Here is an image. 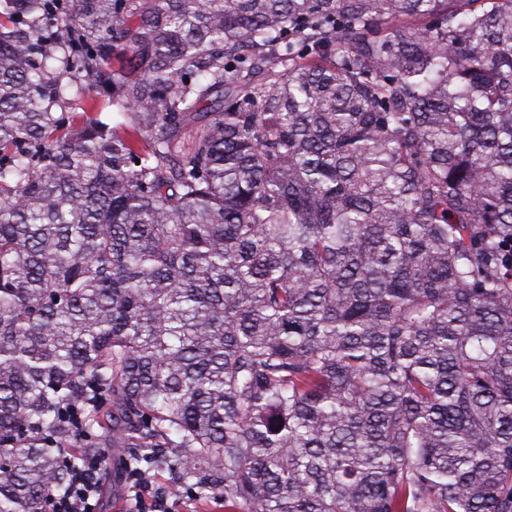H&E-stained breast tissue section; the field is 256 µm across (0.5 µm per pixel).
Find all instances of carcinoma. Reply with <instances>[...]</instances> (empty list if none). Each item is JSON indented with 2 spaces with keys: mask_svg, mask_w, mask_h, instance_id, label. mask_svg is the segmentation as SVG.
I'll return each mask as SVG.
<instances>
[{
  "mask_svg": "<svg viewBox=\"0 0 512 512\" xmlns=\"http://www.w3.org/2000/svg\"><path fill=\"white\" fill-rule=\"evenodd\" d=\"M114 448L512 512V0H0V512Z\"/></svg>",
  "mask_w": 512,
  "mask_h": 512,
  "instance_id": "carcinoma-1",
  "label": "carcinoma"
}]
</instances>
